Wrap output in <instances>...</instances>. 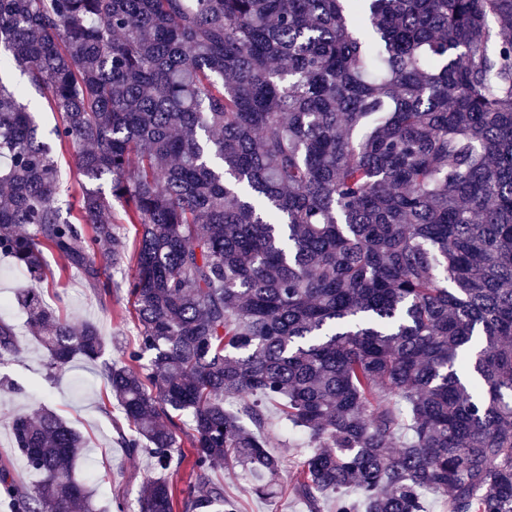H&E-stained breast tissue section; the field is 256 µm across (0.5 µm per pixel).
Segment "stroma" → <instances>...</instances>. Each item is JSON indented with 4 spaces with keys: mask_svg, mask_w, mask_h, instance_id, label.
<instances>
[{
    "mask_svg": "<svg viewBox=\"0 0 512 512\" xmlns=\"http://www.w3.org/2000/svg\"><path fill=\"white\" fill-rule=\"evenodd\" d=\"M46 260L54 278L37 282L15 268L9 258L0 256V299L8 302L7 309H0V319L14 326L19 339L14 361L0 367V379L16 385L12 392L0 390V466H6L19 483L36 481V474L15 446L12 422L18 415L48 407L85 436L88 448L76 464V475L90 486L99 512H116V500H136L142 480L155 473L153 461L145 455L129 456L121 447L118 429L125 420L108 396L97 363L79 357L67 369L49 372L46 351L31 335L26 315L15 297L23 291H37L71 325L93 324L109 343L105 357L111 361H127L138 342L139 328L125 290L99 299L81 272L63 270L59 255H47ZM265 415L267 448L281 457L285 478H292L299 462L311 452L310 438L283 423L277 405H266ZM217 478L223 483L225 494L237 500L239 512H307L304 502L290 491H283L270 502L248 493L246 481L237 472L224 470Z\"/></svg>",
    "mask_w": 512,
    "mask_h": 512,
    "instance_id": "1",
    "label": "stroma"
}]
</instances>
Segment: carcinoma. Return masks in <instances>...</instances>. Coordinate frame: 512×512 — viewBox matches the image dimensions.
Returning <instances> with one entry per match:
<instances>
[{"label":"carcinoma","mask_w":512,"mask_h":512,"mask_svg":"<svg viewBox=\"0 0 512 512\" xmlns=\"http://www.w3.org/2000/svg\"><path fill=\"white\" fill-rule=\"evenodd\" d=\"M3 65L59 120L44 141L0 80V254L107 296L113 203L138 225L129 361L24 294L48 368L102 360L160 472L192 425L182 501L148 476L117 512H232L229 465L277 497L263 400L314 443L309 512H512V0H0ZM18 350L0 320V365ZM12 433L40 479L0 469L10 512H98L79 431L42 408ZM56 156L58 157V165L60 168L61 178L63 182L64 198L74 203L75 198L79 196L81 182L83 177L80 174L74 156L73 149H57Z\"/></svg>","instance_id":"obj_1"}]
</instances>
